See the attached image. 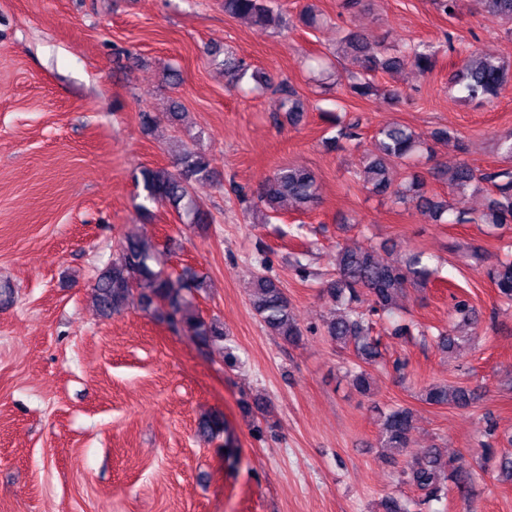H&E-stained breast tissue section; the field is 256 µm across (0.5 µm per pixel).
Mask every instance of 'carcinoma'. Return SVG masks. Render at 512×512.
<instances>
[{
  "label": "carcinoma",
  "mask_w": 512,
  "mask_h": 512,
  "mask_svg": "<svg viewBox=\"0 0 512 512\" xmlns=\"http://www.w3.org/2000/svg\"><path fill=\"white\" fill-rule=\"evenodd\" d=\"M477 3L489 21L512 33V0H477ZM224 14L261 27L283 25L281 13L275 11L270 0H224ZM441 52L439 44L410 41L392 54L367 41L365 35L351 30L339 38L336 46L337 55L352 58L357 66L346 76L348 91L360 98L375 96L391 101L398 98V93L380 89L376 82L378 73L400 69L407 58L420 74L426 75L434 70ZM246 72L243 60L224 58V75L229 82L240 83ZM452 80L459 86L460 101L490 102L512 82V65L468 48ZM280 108L288 113L291 121L298 122L305 112V103L296 91L288 88L283 90ZM335 122L336 136L325 141L327 148L336 150L345 142L359 140V122L346 123L339 116L335 117ZM425 150H429L425 140L408 126L399 122L387 124L376 132L374 150L362 157L358 180L363 187L390 198L395 205H415L440 224L477 223L494 228L512 224V168L479 173L465 162L452 169L433 168V178L447 181L460 194L470 188L478 190L484 183L494 188V197L486 209L474 215L427 195L426 178L413 164L414 158ZM173 152V169L141 170L143 196L137 209L148 215L151 205L160 204L175 213L180 223L204 230L210 224V217L193 195L192 183L210 178L211 160L204 151L179 140L174 141ZM398 162L408 169L407 177L400 183L393 178ZM316 201V178L311 171L279 166L252 191L248 212L256 215L258 223L267 224L287 204L296 210H306ZM157 254V245L136 235H127L119 241L112 261L92 285L93 300L100 314L110 317L134 305L148 312L155 301L163 300L168 304L172 322L185 326L203 344L220 346L224 342V325L216 319H206L194 305L195 295L208 287L206 279L188 268L175 279L164 275L153 266ZM455 254L471 266L486 267V276L500 300L512 305V258L487 266L481 248L464 242L456 245ZM334 265L336 275L326 284L333 309L324 321L325 335L340 347L352 350L350 382L358 393L367 395L371 389L368 367L382 357L380 341L371 334L370 314L393 313L407 286H428L432 269L420 251H408L384 262L372 245L351 248L339 243ZM250 305L271 335L291 344L301 340L303 332L293 307L278 280L266 269L253 274ZM453 311L458 323L439 333L436 340L438 349L443 352L460 349L461 344L468 341V334L461 333V329L477 324L467 300L456 301ZM424 401L435 406L466 408L471 404L472 393L463 386L433 384L425 389ZM413 429L411 409L390 407L380 415V445L401 452L411 447ZM223 430V415L211 412L200 418L197 436L209 440ZM399 476L423 493V504L447 498L452 489L466 488L471 479V474L461 464L443 466L438 449L433 447L422 449Z\"/></svg>",
  "instance_id": "obj_1"
}]
</instances>
